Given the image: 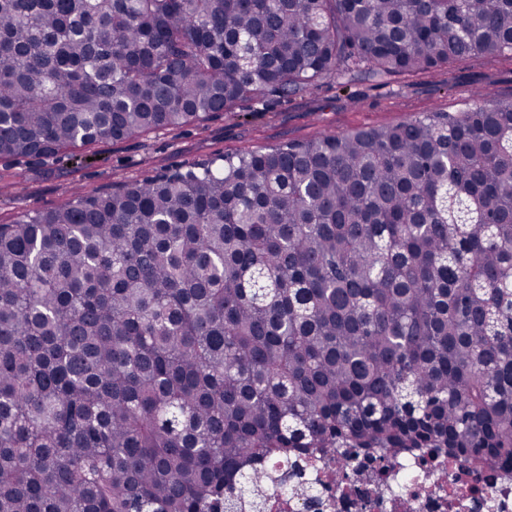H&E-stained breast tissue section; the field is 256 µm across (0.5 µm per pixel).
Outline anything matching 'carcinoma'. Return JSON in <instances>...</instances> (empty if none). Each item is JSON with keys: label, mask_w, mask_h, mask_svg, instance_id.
<instances>
[{"label": "carcinoma", "mask_w": 512, "mask_h": 512, "mask_svg": "<svg viewBox=\"0 0 512 512\" xmlns=\"http://www.w3.org/2000/svg\"><path fill=\"white\" fill-rule=\"evenodd\" d=\"M512 58V0H0V160ZM241 150L0 224V512L319 500L293 448L512 469V101Z\"/></svg>", "instance_id": "carcinoma-1"}]
</instances>
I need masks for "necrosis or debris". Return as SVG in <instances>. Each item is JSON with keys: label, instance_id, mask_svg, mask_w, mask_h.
<instances>
[{"label": "necrosis or debris", "instance_id": "1", "mask_svg": "<svg viewBox=\"0 0 512 512\" xmlns=\"http://www.w3.org/2000/svg\"><path fill=\"white\" fill-rule=\"evenodd\" d=\"M352 490L337 489L323 463L310 461L322 489L321 506L289 499L281 488L266 491L263 512H512V470L490 485L472 475L474 491L460 493L448 463H432L417 456L391 460L388 469L358 459Z\"/></svg>", "mask_w": 512, "mask_h": 512}]
</instances>
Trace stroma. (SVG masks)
Returning <instances> with one entry per match:
<instances>
[{
	"mask_svg": "<svg viewBox=\"0 0 512 512\" xmlns=\"http://www.w3.org/2000/svg\"><path fill=\"white\" fill-rule=\"evenodd\" d=\"M482 86L493 89L501 100H512V59L474 57L455 63L448 75L375 77L362 69L325 80L297 97L271 94L178 130L103 142L90 152L57 160L2 161L0 186L13 180L18 190L0 197V224L52 210L92 189H109L244 148L392 125L422 112L462 109Z\"/></svg>",
	"mask_w": 512,
	"mask_h": 512,
	"instance_id": "obj_1",
	"label": "stroma"
}]
</instances>
